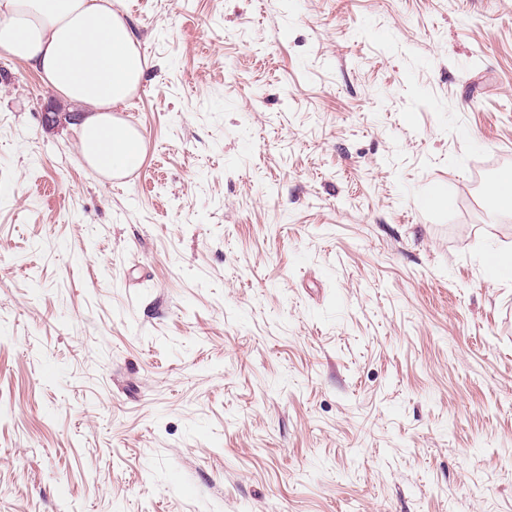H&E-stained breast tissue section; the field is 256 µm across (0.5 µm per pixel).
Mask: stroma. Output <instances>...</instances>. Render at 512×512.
<instances>
[{
    "mask_svg": "<svg viewBox=\"0 0 512 512\" xmlns=\"http://www.w3.org/2000/svg\"><path fill=\"white\" fill-rule=\"evenodd\" d=\"M114 7L125 177L0 51V512H512V0ZM484 260L489 272L498 280H512L511 253L488 252Z\"/></svg>",
    "mask_w": 512,
    "mask_h": 512,
    "instance_id": "35a3bbf8",
    "label": "stroma"
}]
</instances>
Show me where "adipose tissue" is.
Here are the masks:
<instances>
[{"instance_id": "ef3b65f1", "label": "adipose tissue", "mask_w": 512, "mask_h": 512, "mask_svg": "<svg viewBox=\"0 0 512 512\" xmlns=\"http://www.w3.org/2000/svg\"><path fill=\"white\" fill-rule=\"evenodd\" d=\"M0 51L83 109L80 144L93 170L112 176L140 165L139 135L112 111L137 90L145 60L112 0H0Z\"/></svg>"}]
</instances>
